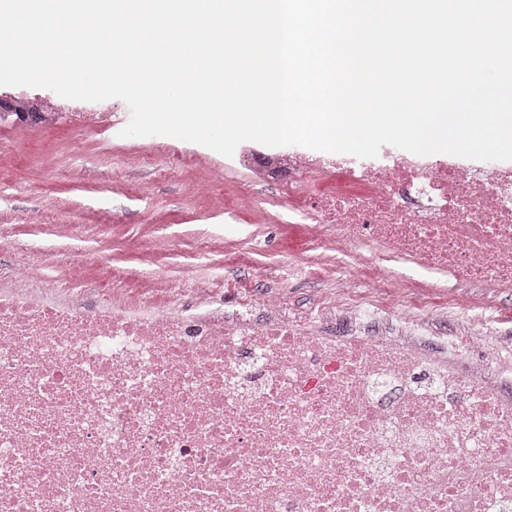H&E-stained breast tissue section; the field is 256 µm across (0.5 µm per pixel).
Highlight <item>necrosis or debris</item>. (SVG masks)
I'll use <instances>...</instances> for the list:
<instances>
[{
  "instance_id": "necrosis-or-debris-1",
  "label": "necrosis or debris",
  "mask_w": 512,
  "mask_h": 512,
  "mask_svg": "<svg viewBox=\"0 0 512 512\" xmlns=\"http://www.w3.org/2000/svg\"><path fill=\"white\" fill-rule=\"evenodd\" d=\"M310 239L366 245L428 276L512 289V161L289 152ZM53 253L0 290V512H512V355L499 330L398 293L285 312L102 304L42 289Z\"/></svg>"
}]
</instances>
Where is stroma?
I'll return each instance as SVG.
<instances>
[{
  "label": "stroma",
  "instance_id": "1",
  "mask_svg": "<svg viewBox=\"0 0 512 512\" xmlns=\"http://www.w3.org/2000/svg\"><path fill=\"white\" fill-rule=\"evenodd\" d=\"M20 100L33 114L15 112ZM131 116L119 98L0 86V290L20 287L15 267L50 251L58 262L44 272L48 287L92 305L161 297L185 283L191 303L212 293L231 303L247 287L279 291L293 317L335 300L340 281L366 295L378 265L400 283L422 278L440 300L457 292L455 281L420 277L370 248L353 261L308 239L281 178L256 177L272 147L253 141L244 161L227 160L193 142L122 136ZM244 191L254 207L237 206Z\"/></svg>",
  "mask_w": 512,
  "mask_h": 512
}]
</instances>
